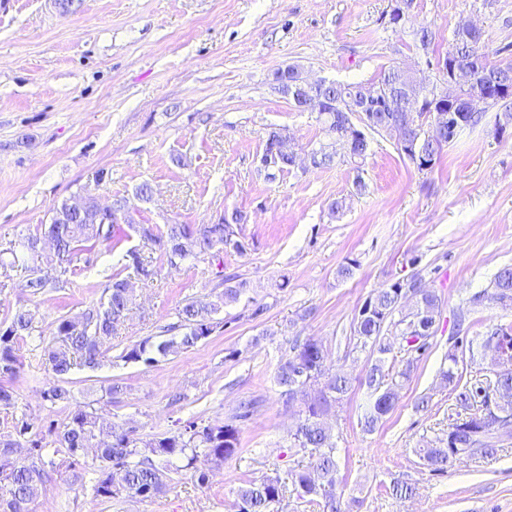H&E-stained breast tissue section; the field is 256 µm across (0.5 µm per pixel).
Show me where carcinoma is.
<instances>
[{
	"mask_svg": "<svg viewBox=\"0 0 512 512\" xmlns=\"http://www.w3.org/2000/svg\"><path fill=\"white\" fill-rule=\"evenodd\" d=\"M486 42L483 31L470 39L456 34L449 49L463 60H475L474 84L482 87L495 80L512 83V58H505L499 64L490 63ZM300 73L301 70L294 65L277 71L278 91L285 96L294 93ZM380 84L386 86L389 93L386 94V110L375 114L376 133L393 135L398 142L408 139L415 144L417 151L424 153L430 165H435L448 145V129L404 126L408 115L406 104L418 98L428 100L432 86L410 78L400 66L389 67L376 80L366 84L327 82L307 88L309 99L319 98L330 103L331 112L327 113V118L319 119L326 137L338 135L344 128L343 119L348 116L346 108L363 100ZM335 161L336 152L330 143L325 142L312 150L310 167L325 168ZM99 213V204L92 196L84 198V207L80 211L71 212L68 204L64 203L55 210L51 223L45 229V233L54 240L53 253H41L36 237H29L22 243L32 263L33 277L26 284L30 294L36 295L46 287L48 275L43 273V269L65 274L67 266L84 251V244L110 239L117 243L121 241L120 224L125 221L126 214L124 201H112V220L108 224L98 223ZM133 228L174 267L189 256H215L226 248L240 253L245 251V244L234 236L232 224H169L164 233L155 231L151 224H135ZM126 260L137 274L146 279L155 274L151 261L144 259L136 250H128ZM243 287L244 282L236 280V277H225L222 303L186 302L178 310L177 328L181 334L155 344L146 340L127 349L122 359L127 363L151 365L159 357L197 346L223 324L217 314L224 305L238 300ZM415 288L417 280L413 279L404 284L394 282L387 288L374 291L365 300V304L373 306V314L359 315L353 320L354 334L362 347L368 346L378 354L365 378L368 393L363 426L368 431L375 429L395 409L401 382L410 378L414 362L430 348L427 342L414 346L418 340L413 330L417 316L415 310L395 318V314L402 311L400 296ZM106 294V301L84 312L81 321L67 318L57 321L53 330L55 341L43 350L44 360L57 377L68 374L77 364L88 368L99 365L102 347L124 322L134 303L133 290L126 288V280L116 275L112 277ZM486 298L512 307L511 266L499 269L489 287L472 296L469 303L477 306ZM31 329L32 317L23 309L0 324V377L10 379L15 376L19 364L15 342ZM393 329L399 332L402 350L415 354V357L407 359L405 367L391 375L385 370V355L391 352V346L385 343L384 336ZM499 344L512 350V327H497L490 331L482 342V348L493 354ZM324 359L325 349L320 341L312 337L297 341L288 358L280 363L276 382L288 400L300 403L301 419L293 434V442L297 448L310 450L314 458L309 467L295 474L294 486L298 497L311 502L316 497L321 498L322 512H346L343 500L336 492L339 472L336 441L324 422V416L332 402L349 391L351 383L340 374L324 377ZM446 360L448 366L441 369V378L450 393L455 395L457 404L467 407L478 397L482 403H487L490 394L483 387L463 381L456 351H449ZM252 408L251 402L242 404L240 413L229 423L199 427L191 422L182 431L148 440L135 438L131 431L92 411L78 408L70 411L61 430H56L51 424L48 432H57V443L66 449L68 458L65 463L70 468L79 464L80 449H96L99 469L92 487L94 497L110 499L126 493L151 499L166 488L165 472L156 465V459L181 456L190 449L192 456L188 458V464L192 465L197 458V449L201 448L210 463H223L239 450V429L234 421L248 417ZM14 430L15 434L0 437V485L6 492V497H0V512H23L24 507L38 496L46 474L43 433L31 432L24 420L18 421ZM504 434L512 436V400L497 406L495 412L485 417L479 414L451 420L448 423V440L419 449V455L432 470L442 471L459 457L487 459L494 456ZM281 496L282 486L276 479L250 482L237 491L238 512H271V506L279 502Z\"/></svg>",
	"mask_w": 512,
	"mask_h": 512,
	"instance_id": "1",
	"label": "carcinoma"
}]
</instances>
